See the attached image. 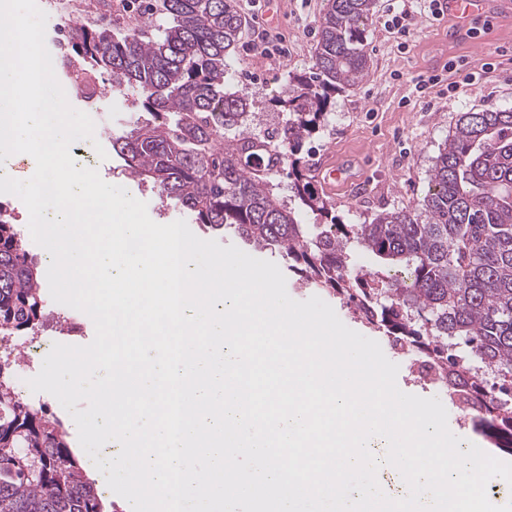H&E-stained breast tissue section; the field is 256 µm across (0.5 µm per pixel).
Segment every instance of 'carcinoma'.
Here are the masks:
<instances>
[{"label": "carcinoma", "mask_w": 512, "mask_h": 512, "mask_svg": "<svg viewBox=\"0 0 512 512\" xmlns=\"http://www.w3.org/2000/svg\"><path fill=\"white\" fill-rule=\"evenodd\" d=\"M373 5L326 0L312 75L289 78L271 132L255 123L256 101L231 88L242 27L231 0H164L170 23L148 39L75 22L62 67L81 61L87 93L137 92L140 111L111 136L132 180L208 230L279 253L306 284L420 354L423 375L512 453V109L460 116L414 209L346 224L308 175L306 140L336 93L368 73ZM101 74L110 84L97 86ZM355 249L389 274L354 270ZM52 316L25 238L0 207V512H102L61 423L11 381V337Z\"/></svg>", "instance_id": "obj_1"}]
</instances>
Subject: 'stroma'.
Segmentation results:
<instances>
[{"instance_id": "obj_1", "label": "stroma", "mask_w": 512, "mask_h": 512, "mask_svg": "<svg viewBox=\"0 0 512 512\" xmlns=\"http://www.w3.org/2000/svg\"><path fill=\"white\" fill-rule=\"evenodd\" d=\"M244 21L266 15L274 31L288 39V54L279 59L249 52L238 44L233 55L234 89L266 101L282 94L289 74L309 70L319 36V19L325 0H236ZM386 0H375L368 32L367 52L371 57L367 77L358 85L337 95L324 126L313 139V149L335 159L357 160L365 177L359 189L375 194L366 204L347 190L332 196L338 215L349 224H360L374 214L392 208H415L428 187L434 160L455 127L461 113L512 108V17L494 23L485 35L495 56L494 71L474 84L457 91L438 85L430 89L426 102H419L413 77L430 73L432 60L440 48L449 54H468V47L446 45L444 25L416 18L407 43L386 28ZM109 19L116 32L139 30L157 34L169 18L163 0H73V19L85 25ZM103 148L111 146L101 138ZM93 168L113 184L127 189L129 195L147 204L149 217L156 223L179 220L180 212L163 206L156 191L128 178L121 161L110 153L106 159H94ZM341 322L353 331L380 342L385 356L399 367L397 386L421 397L439 395L437 384L420 381L417 355L393 349L381 333L357 319L336 298H329ZM27 401L46 405L65 431L75 455L80 456L88 477H95L92 461L86 456L73 430V419L49 393L24 389Z\"/></svg>"}]
</instances>
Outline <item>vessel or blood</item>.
<instances>
[{
  "mask_svg": "<svg viewBox=\"0 0 512 512\" xmlns=\"http://www.w3.org/2000/svg\"><path fill=\"white\" fill-rule=\"evenodd\" d=\"M445 5L454 20L447 32L448 41L466 43L481 54L486 48L479 36L480 27L493 23L503 14L512 15V0H445ZM343 171V166L333 161L319 171L318 177L329 194H336L350 184V177L344 176Z\"/></svg>",
  "mask_w": 512,
  "mask_h": 512,
  "instance_id": "obj_1",
  "label": "vessel or blood"
}]
</instances>
